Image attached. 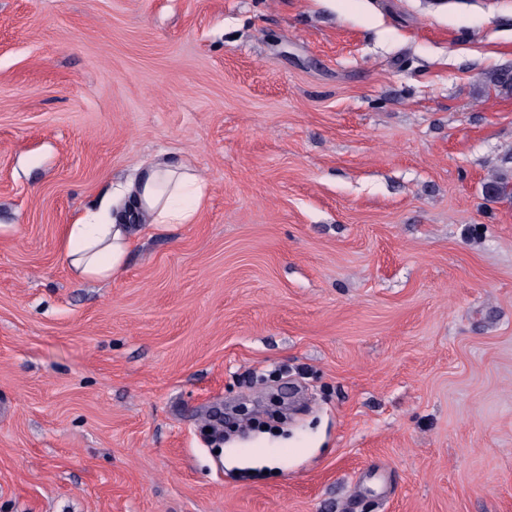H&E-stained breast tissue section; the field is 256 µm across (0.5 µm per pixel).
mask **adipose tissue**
<instances>
[{"instance_id": "adipose-tissue-1", "label": "adipose tissue", "mask_w": 512, "mask_h": 512, "mask_svg": "<svg viewBox=\"0 0 512 512\" xmlns=\"http://www.w3.org/2000/svg\"><path fill=\"white\" fill-rule=\"evenodd\" d=\"M199 178L189 167L157 160L139 173L115 208L67 225L63 253L71 271L85 281L106 282L123 266L142 227L167 228L195 223L198 206L174 207L173 201Z\"/></svg>"}]
</instances>
